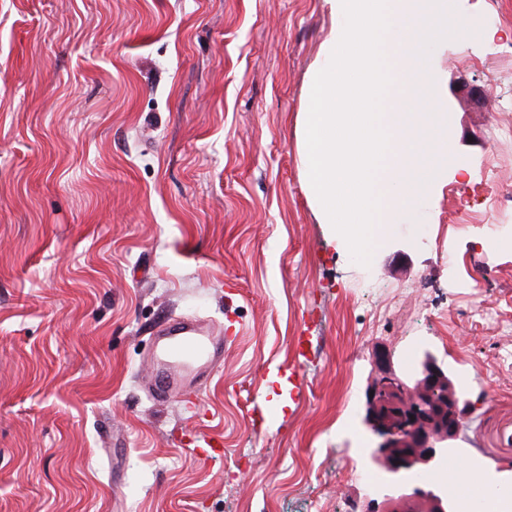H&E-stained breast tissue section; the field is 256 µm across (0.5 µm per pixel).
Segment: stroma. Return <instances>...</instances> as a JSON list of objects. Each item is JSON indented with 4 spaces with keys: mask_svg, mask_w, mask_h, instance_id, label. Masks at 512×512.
I'll list each match as a JSON object with an SVG mask.
<instances>
[{
    "mask_svg": "<svg viewBox=\"0 0 512 512\" xmlns=\"http://www.w3.org/2000/svg\"><path fill=\"white\" fill-rule=\"evenodd\" d=\"M453 2L495 36L431 50L448 163L364 266L301 159L322 0H0V512H364L382 347L468 376L458 461L512 486V0ZM187 316L224 338L194 413L149 396Z\"/></svg>",
    "mask_w": 512,
    "mask_h": 512,
    "instance_id": "35a3bbf8",
    "label": "stroma"
}]
</instances>
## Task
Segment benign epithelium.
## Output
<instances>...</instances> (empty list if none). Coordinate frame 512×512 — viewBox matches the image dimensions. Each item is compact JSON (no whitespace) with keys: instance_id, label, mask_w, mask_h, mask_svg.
<instances>
[{"instance_id":"1","label":"benign epithelium","mask_w":512,"mask_h":512,"mask_svg":"<svg viewBox=\"0 0 512 512\" xmlns=\"http://www.w3.org/2000/svg\"><path fill=\"white\" fill-rule=\"evenodd\" d=\"M367 392L363 423L376 441L367 462L384 471L382 501L369 500L367 512H455L448 492L397 483L404 471L427 472L449 461L469 404V390L429 351L414 376L396 373L390 354L376 352L374 377Z\"/></svg>"}]
</instances>
